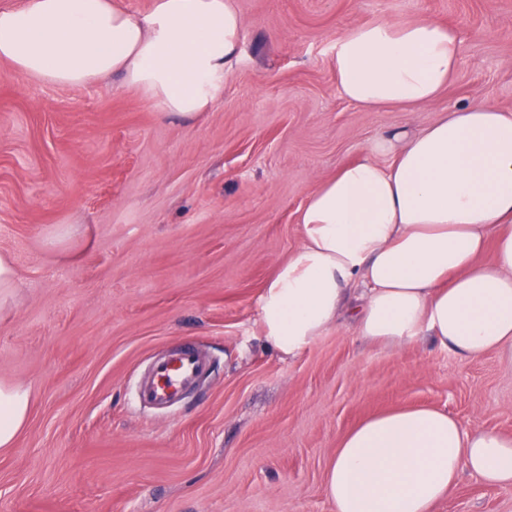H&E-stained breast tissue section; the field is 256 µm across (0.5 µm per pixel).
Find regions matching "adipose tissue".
Here are the masks:
<instances>
[{
	"instance_id": "obj_1",
	"label": "adipose tissue",
	"mask_w": 512,
	"mask_h": 512,
	"mask_svg": "<svg viewBox=\"0 0 512 512\" xmlns=\"http://www.w3.org/2000/svg\"><path fill=\"white\" fill-rule=\"evenodd\" d=\"M231 0H20L0 9V61L17 80L88 85L119 74L166 114L209 111L239 51ZM457 32L377 19L337 36L340 95L365 110L413 108L449 84ZM302 243L260 297L263 334L295 357L348 317L359 336L403 347L430 337L473 360H512V109L463 107L420 131L372 137L307 195ZM29 418L0 386V448ZM512 487V436L434 407L373 415L341 439L325 474L334 512H433L461 472Z\"/></svg>"
}]
</instances>
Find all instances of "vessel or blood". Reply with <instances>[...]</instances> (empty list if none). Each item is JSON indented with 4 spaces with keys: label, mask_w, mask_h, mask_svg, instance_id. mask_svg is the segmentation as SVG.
Masks as SVG:
<instances>
[{
    "label": "vessel or blood",
    "mask_w": 512,
    "mask_h": 512,
    "mask_svg": "<svg viewBox=\"0 0 512 512\" xmlns=\"http://www.w3.org/2000/svg\"><path fill=\"white\" fill-rule=\"evenodd\" d=\"M207 370V361L194 346H183L168 359L154 364L139 386L137 395L157 404L174 403Z\"/></svg>",
    "instance_id": "vessel-or-blood-1"
}]
</instances>
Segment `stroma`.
<instances>
[{"label": "stroma", "mask_w": 512, "mask_h": 512, "mask_svg": "<svg viewBox=\"0 0 512 512\" xmlns=\"http://www.w3.org/2000/svg\"><path fill=\"white\" fill-rule=\"evenodd\" d=\"M239 58L208 112L166 117L113 75L18 82L0 61V384L29 391L0 448V512H333L342 436L398 406L512 435V362L423 339L380 348L333 327L294 358L259 301L302 242L298 210L374 135L458 107L512 109V0H234ZM378 18L454 28L434 104L365 111L337 91L330 46ZM209 375L168 409L141 371L185 344ZM434 512H512V489L461 474Z\"/></svg>", "instance_id": "35a3bbf8"}]
</instances>
